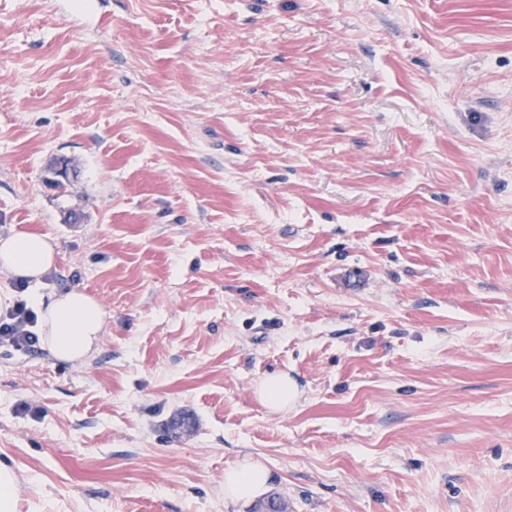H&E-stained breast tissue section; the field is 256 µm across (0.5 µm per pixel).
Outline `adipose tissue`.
Here are the masks:
<instances>
[{"label":"adipose tissue","instance_id":"adipose-tissue-1","mask_svg":"<svg viewBox=\"0 0 512 512\" xmlns=\"http://www.w3.org/2000/svg\"><path fill=\"white\" fill-rule=\"evenodd\" d=\"M56 247L45 236L16 233L0 238V273L16 280L39 285L53 269ZM41 342L51 356L67 362L83 361L99 341L104 327V311L98 301L72 288L38 300ZM267 467L248 460L224 473V496L231 501L249 499L268 487Z\"/></svg>","mask_w":512,"mask_h":512}]
</instances>
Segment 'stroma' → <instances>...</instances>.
Here are the masks:
<instances>
[{
    "label": "stroma",
    "instance_id": "1",
    "mask_svg": "<svg viewBox=\"0 0 512 512\" xmlns=\"http://www.w3.org/2000/svg\"><path fill=\"white\" fill-rule=\"evenodd\" d=\"M95 2L0 0V297L105 311L0 345L17 512H512V0ZM55 260V244L45 236L15 233L0 238V273L17 282L39 285L42 277L53 269ZM41 342L51 356L81 362L99 341L104 327L100 303L78 288L51 295L46 302L35 295ZM288 376L268 377L263 393L265 403L274 411H279L288 400ZM269 472L258 460H248L224 473V498L231 501L249 499L268 487Z\"/></svg>",
    "mask_w": 512,
    "mask_h": 512
}]
</instances>
